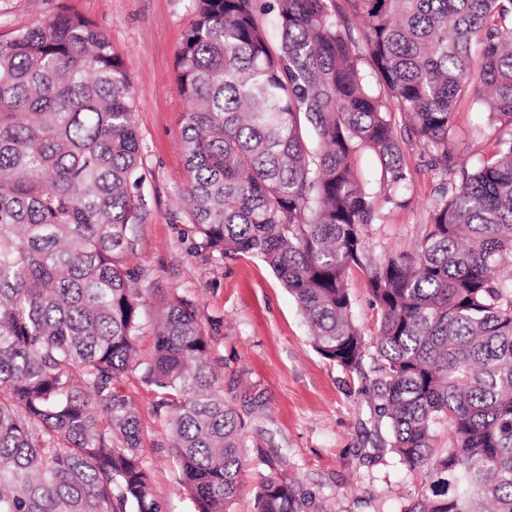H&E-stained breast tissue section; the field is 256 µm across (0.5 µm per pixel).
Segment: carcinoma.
<instances>
[{
	"mask_svg": "<svg viewBox=\"0 0 512 512\" xmlns=\"http://www.w3.org/2000/svg\"><path fill=\"white\" fill-rule=\"evenodd\" d=\"M194 2L176 70L196 251L262 259L315 350L370 367L416 479L407 512H512V0ZM463 100L507 131L471 164L449 149ZM400 116L449 183L413 251L379 255L369 227L406 179ZM141 181L130 81L97 27L61 12L0 36V512H161L123 387L137 372L196 512H234L252 463L269 468L253 512H304L224 399L193 301H168L139 358ZM349 283L352 288L354 318L367 334H372L378 315L377 310L370 304L365 278L353 271L349 276Z\"/></svg>",
	"mask_w": 512,
	"mask_h": 512,
	"instance_id": "cac0c4a2",
	"label": "carcinoma"
}]
</instances>
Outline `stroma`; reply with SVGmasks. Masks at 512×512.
I'll return each instance as SVG.
<instances>
[{
  "label": "stroma",
  "instance_id": "1",
  "mask_svg": "<svg viewBox=\"0 0 512 512\" xmlns=\"http://www.w3.org/2000/svg\"><path fill=\"white\" fill-rule=\"evenodd\" d=\"M65 10L98 27L131 81L146 201L133 262L143 273L145 324L173 295L195 303L222 366L225 397L247 414L254 443L266 451L286 449L278 468L295 479L306 512H406L414 479L393 458L387 423L375 414L362 378L313 349L296 302L263 261L205 260L184 232L190 219L182 201L187 171L180 133L188 104L175 63L193 0H0V35ZM498 133L487 114L463 102L450 149L469 163ZM405 167L403 190L382 205L369 230L380 254L419 240L438 195V172L410 142ZM125 388L139 412L143 462L161 512H195L180 485L154 388L135 375Z\"/></svg>",
  "mask_w": 512,
  "mask_h": 512
}]
</instances>
